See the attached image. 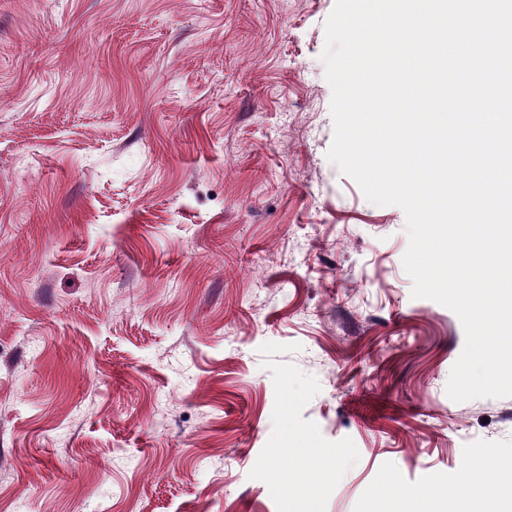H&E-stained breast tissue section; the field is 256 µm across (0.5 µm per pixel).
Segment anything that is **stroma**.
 I'll return each mask as SVG.
<instances>
[{"label":"stroma","instance_id":"obj_1","mask_svg":"<svg viewBox=\"0 0 512 512\" xmlns=\"http://www.w3.org/2000/svg\"><path fill=\"white\" fill-rule=\"evenodd\" d=\"M334 5L0 0V512H512V397L326 157Z\"/></svg>","mask_w":512,"mask_h":512}]
</instances>
